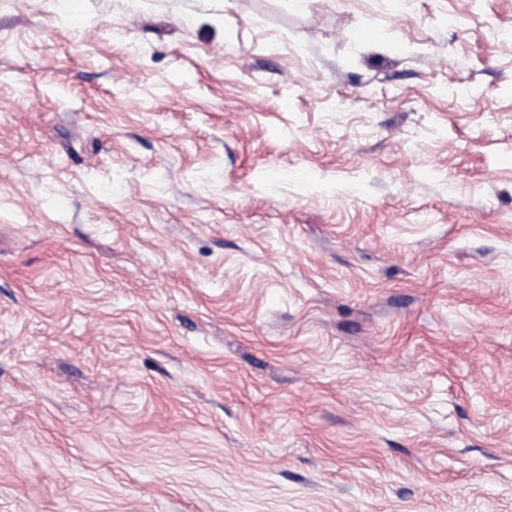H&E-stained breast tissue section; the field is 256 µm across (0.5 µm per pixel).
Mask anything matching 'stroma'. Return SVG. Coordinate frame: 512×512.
<instances>
[{
    "mask_svg": "<svg viewBox=\"0 0 512 512\" xmlns=\"http://www.w3.org/2000/svg\"><path fill=\"white\" fill-rule=\"evenodd\" d=\"M512 0H0V512H512Z\"/></svg>",
    "mask_w": 512,
    "mask_h": 512,
    "instance_id": "obj_1",
    "label": "stroma"
}]
</instances>
